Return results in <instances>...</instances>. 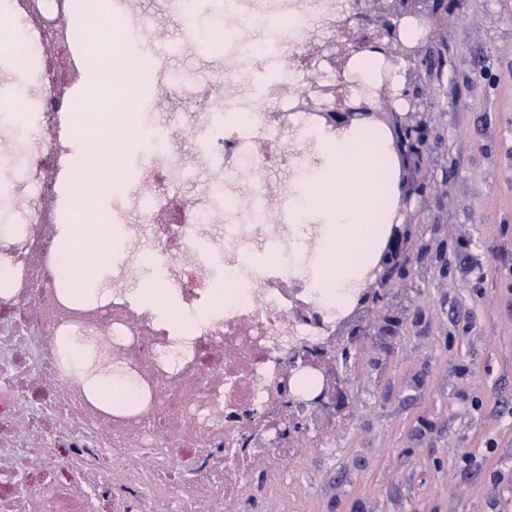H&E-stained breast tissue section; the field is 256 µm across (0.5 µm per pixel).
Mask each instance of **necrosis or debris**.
<instances>
[{
    "label": "necrosis or debris",
    "mask_w": 512,
    "mask_h": 512,
    "mask_svg": "<svg viewBox=\"0 0 512 512\" xmlns=\"http://www.w3.org/2000/svg\"><path fill=\"white\" fill-rule=\"evenodd\" d=\"M166 0L182 30L196 34L194 14L219 9L224 52L215 94L197 97L191 70L161 81L184 106L158 113L148 128L132 127L142 142L136 187L114 205L125 245L112 260L114 289L94 303H75L61 291L63 265L54 249L70 206H92L102 193L91 179L75 178L61 162L74 146H97L102 125L95 98L77 85L94 58H72L67 71L41 52L45 45L74 48L65 32L72 0H0V27L18 31L15 70L38 57L45 93L29 116L39 165L15 177L0 158V194L23 198L26 223L0 238V267L10 272L12 300L0 307V457L15 470L0 472V512H153L156 499H172L173 512H239L254 468H264L268 491L298 465L303 448L318 445L336 417L326 406L309 414L297 435L287 414L291 401L342 382L348 368L339 348L363 315L364 283L329 298L317 288L311 256L319 230L298 214L292 180L312 151L350 138L321 112L302 104L334 71L317 47L336 37L347 16L344 0ZM154 14L123 10L108 30L115 44L150 43ZM280 71L255 94L243 66L260 72L269 55ZM373 77L356 67L345 74L354 105L378 103L374 88L398 73L376 55ZM240 118L226 121L220 111ZM202 133L195 155L203 183L183 162L186 148L175 129ZM210 261L194 282L184 270L195 250ZM191 316L170 320L145 304L135 283L143 264ZM234 279L222 305H214V270ZM83 336L100 352L117 354L141 392L123 413L109 411L81 387L62 384L68 365L59 339ZM328 361L325 378L318 361Z\"/></svg>",
    "instance_id": "obj_1"
}]
</instances>
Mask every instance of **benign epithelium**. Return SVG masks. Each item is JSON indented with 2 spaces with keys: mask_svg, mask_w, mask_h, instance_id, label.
<instances>
[{
  "mask_svg": "<svg viewBox=\"0 0 512 512\" xmlns=\"http://www.w3.org/2000/svg\"><path fill=\"white\" fill-rule=\"evenodd\" d=\"M362 15L370 16L379 22L375 30L368 33L361 29H347L334 43L333 54L338 77H343L351 53L356 49L368 48L373 51L391 55L399 54L407 62L404 73V87L400 97L406 101V107L394 106L392 92H380V104L373 109L357 108L350 102L342 85H324L319 87L317 97L308 100V106L321 110L333 102L335 106L323 113L325 122L336 129L349 128L364 122L383 124L395 131L392 148L396 154L407 158L404 170L412 168L413 158L408 156L407 147L401 135L411 136L426 129L420 118V106L417 97L410 93L416 75L423 65V46L406 45L400 38V23L405 18L434 21L446 11L444 0H357ZM401 199L397 215L394 218L391 234L388 238L386 259L402 261L406 258L407 231L423 215L425 193L420 185L410 187L406 180L400 181Z\"/></svg>",
  "mask_w": 512,
  "mask_h": 512,
  "instance_id": "1",
  "label": "benign epithelium"
}]
</instances>
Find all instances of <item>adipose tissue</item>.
<instances>
[{
  "instance_id": "ef3b65f1",
  "label": "adipose tissue",
  "mask_w": 512,
  "mask_h": 512,
  "mask_svg": "<svg viewBox=\"0 0 512 512\" xmlns=\"http://www.w3.org/2000/svg\"><path fill=\"white\" fill-rule=\"evenodd\" d=\"M91 53L101 59L102 64L87 74L89 94L108 105H119L130 89L112 79L119 63L115 50L104 41L93 46ZM328 154L329 158L316 179L319 188L317 207L325 216L329 230L314 275L323 288L333 293L343 287L357 265L355 256L347 248L348 242L367 241L374 226L378 207L375 192L377 154L365 146L350 150L340 142L332 145ZM88 235V246L96 252L97 261L75 273L69 284L68 294L77 302L86 301L94 294L103 270L123 247L119 231L111 225L91 226ZM82 383L89 395L118 411L134 405L139 394L135 380L117 372L86 377Z\"/></svg>"
}]
</instances>
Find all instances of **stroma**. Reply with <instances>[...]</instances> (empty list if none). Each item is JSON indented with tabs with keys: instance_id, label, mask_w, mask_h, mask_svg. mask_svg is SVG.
<instances>
[{
	"instance_id": "stroma-1",
	"label": "stroma",
	"mask_w": 512,
	"mask_h": 512,
	"mask_svg": "<svg viewBox=\"0 0 512 512\" xmlns=\"http://www.w3.org/2000/svg\"><path fill=\"white\" fill-rule=\"evenodd\" d=\"M413 85L434 137L410 176L426 188L405 275L385 311L368 310L350 349L343 420L304 449L285 488L257 490L246 512H512V0H447ZM0 46V88L23 99L0 110V152L23 168L16 131L40 92ZM138 121L180 106L165 97L138 45ZM139 149L78 148L99 177L135 172Z\"/></svg>"
}]
</instances>
